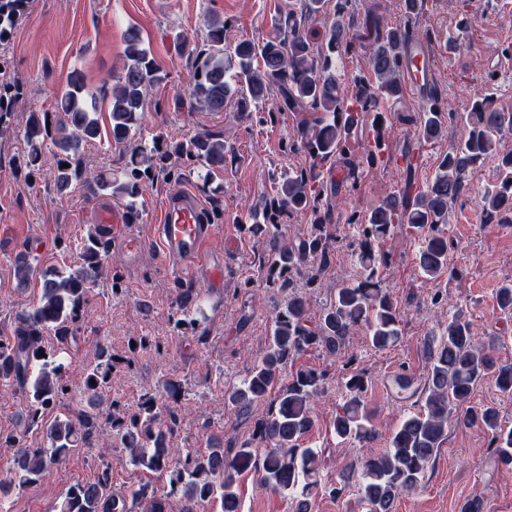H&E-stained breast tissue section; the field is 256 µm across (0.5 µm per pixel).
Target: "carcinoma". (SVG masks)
Instances as JSON below:
<instances>
[{"label": "carcinoma", "mask_w": 512, "mask_h": 512, "mask_svg": "<svg viewBox=\"0 0 512 512\" xmlns=\"http://www.w3.org/2000/svg\"><path fill=\"white\" fill-rule=\"evenodd\" d=\"M21 2L0 0V39L8 33L4 21L21 14ZM347 3L336 0V13L321 32L305 29L290 13L278 20L280 34L240 41L234 48L238 70L232 74L224 61L223 18L209 17L205 47L182 45L191 60L189 98L207 112L230 111L240 120L259 125L273 124L278 112L303 105L321 113L315 121L300 124L294 137L283 142L285 152L303 149L309 165L276 181L273 192L253 209L249 226L252 236L265 243L257 256L258 273L265 283L286 292L266 352L242 384L228 394L230 404L243 409L268 391L278 390L274 408L259 426L265 444L262 457L256 458V451L246 446L230 456L221 442L204 450L174 447L178 417L173 413L169 425H159L157 400L151 395L142 398L137 411L112 426L113 437L129 450L135 466L168 476L170 490L181 492L187 503L183 512H195V506L212 502L220 504L221 512H233L240 507L237 475L252 466L262 472V485L292 491L293 512H313L309 485L301 483V476L313 473L321 460L313 449L302 447V438L313 428L312 401L326 373L299 367L285 379L288 363L316 347L334 355L360 329L377 350L398 339L401 309L380 286L381 271L389 261L386 241L396 229L407 226L421 238L415 254L420 273L427 280L439 278L449 269L448 236L442 225L448 223L449 210L463 195L466 177L492 155L497 158L496 181L483 196V208L488 215L498 216L497 223L512 224V150L499 149L502 137L512 131V112L497 107L491 95L481 97L467 113L460 141L448 149L434 177L423 187L413 188L416 150L438 140L445 131V116L434 96L428 110L414 122L402 154L405 186L346 219L357 227L356 258L363 280L336 289L330 303L310 316L307 292L321 287V272L331 260L332 198L343 190L358 192L364 173L383 163L391 122L379 103L397 102L404 96L401 76L408 44H430L436 39L428 29L409 23L386 27L376 15H367L366 24L375 33L367 57L370 75L346 87L336 78V55L350 44ZM125 43V63L112 90L87 91L84 74L74 70L54 111L29 113L25 148L17 157L16 171L27 180L34 177L43 161L44 146L50 142L56 149L54 185L58 193L72 188L106 193L125 205L135 220L144 188L159 178L176 184L193 172L221 171L226 150L224 133L210 130L179 139L158 131L151 146L132 145L149 89L165 75L143 46L137 28L127 30ZM273 89L281 95L278 111L253 113ZM108 92L112 93L108 136L116 144L132 146L131 156L120 173L100 170L92 174L83 167L81 148L101 136L98 99ZM17 99L10 86L0 90V127ZM366 124L372 140L363 142L357 131ZM325 168L336 169L341 178L334 184L325 183ZM297 213L309 214L310 228L288 241L281 234L282 220ZM107 252L108 243L92 233L83 245L78 270L67 275L55 268L43 270L38 275V301L18 315L13 336H0V383L28 393L31 420L46 428L50 442L48 448H31L21 437L0 434V440L17 444L9 477L0 479V492L38 481L52 466L92 445L103 390L112 372V355L101 350L102 361L87 373L78 420L56 416L48 421L46 414L67 393V386L61 366L42 356V339L47 332L62 342L73 336L90 286L103 273ZM175 292L181 311L178 323L195 326L196 289L178 282ZM497 303L501 311L512 312L511 278L499 288ZM497 345L492 336L480 339L463 312L449 317L440 337L425 343L429 367L423 410L397 424L383 452L371 447L376 430L363 400L365 374L353 361L346 362V392L332 427L337 437L357 442L363 449L352 468L360 471L359 489L367 512H394L401 495L420 487L451 424L490 432L497 463L512 470V427L502 423L494 403L469 406L474 389L489 376L500 395L512 397V363L497 355ZM109 481L105 470L96 482L73 486L58 512H118ZM131 498L144 505L142 512H165L164 496L157 491L149 494L140 487Z\"/></svg>", "instance_id": "1"}]
</instances>
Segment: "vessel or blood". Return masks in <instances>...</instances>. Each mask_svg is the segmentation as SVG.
<instances>
[{"instance_id": "vessel-or-blood-1", "label": "vessel or blood", "mask_w": 512, "mask_h": 512, "mask_svg": "<svg viewBox=\"0 0 512 512\" xmlns=\"http://www.w3.org/2000/svg\"><path fill=\"white\" fill-rule=\"evenodd\" d=\"M408 65L404 69L407 84L422 100H429L434 87L433 57L420 46H410ZM98 229L105 236L122 243L131 258H138L146 242L131 233L123 214L104 216ZM217 225L208 221L199 198L191 192L174 190L165 199L159 224L153 228V240L160 257L169 265L191 268L195 275L212 287L222 285L224 256L214 247Z\"/></svg>"}]
</instances>
